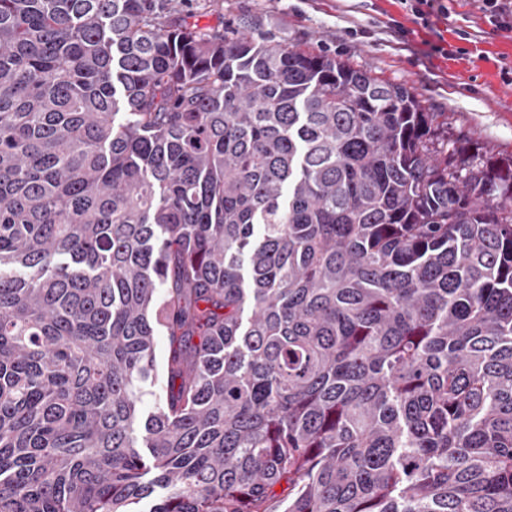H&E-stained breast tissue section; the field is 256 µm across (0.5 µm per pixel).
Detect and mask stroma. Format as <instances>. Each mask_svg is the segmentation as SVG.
Segmentation results:
<instances>
[{
  "label": "stroma",
  "mask_w": 512,
  "mask_h": 512,
  "mask_svg": "<svg viewBox=\"0 0 512 512\" xmlns=\"http://www.w3.org/2000/svg\"><path fill=\"white\" fill-rule=\"evenodd\" d=\"M203 29L259 26L283 46L310 49L414 91L436 115V143L512 158V34L494 31L475 0H450L447 18L412 25L400 0H173ZM411 26L397 37L390 21ZM468 39H460V31ZM447 43V54L435 52Z\"/></svg>",
  "instance_id": "1"
}]
</instances>
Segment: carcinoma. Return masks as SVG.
Returning <instances> with one entry per match:
<instances>
[{
	"label": "carcinoma",
	"instance_id": "1",
	"mask_svg": "<svg viewBox=\"0 0 512 512\" xmlns=\"http://www.w3.org/2000/svg\"><path fill=\"white\" fill-rule=\"evenodd\" d=\"M433 123L171 0H0V512H512V160ZM170 344L168 337L164 333L159 332L155 339V353L157 361V380L155 386L151 388L153 395H146L144 398L143 408L145 411L153 409L156 402L162 397V387L164 380V366L167 355L169 353Z\"/></svg>",
	"mask_w": 512,
	"mask_h": 512
}]
</instances>
